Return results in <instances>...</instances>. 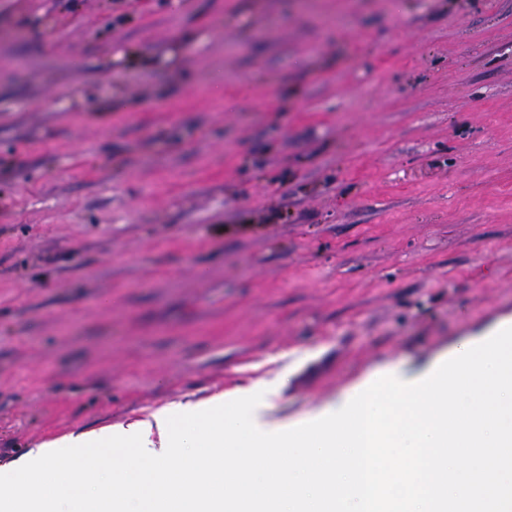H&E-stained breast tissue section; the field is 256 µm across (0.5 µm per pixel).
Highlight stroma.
I'll return each instance as SVG.
<instances>
[{
	"label": "stroma",
	"instance_id": "stroma-1",
	"mask_svg": "<svg viewBox=\"0 0 512 512\" xmlns=\"http://www.w3.org/2000/svg\"><path fill=\"white\" fill-rule=\"evenodd\" d=\"M512 317V0H0V465Z\"/></svg>",
	"mask_w": 512,
	"mask_h": 512
}]
</instances>
